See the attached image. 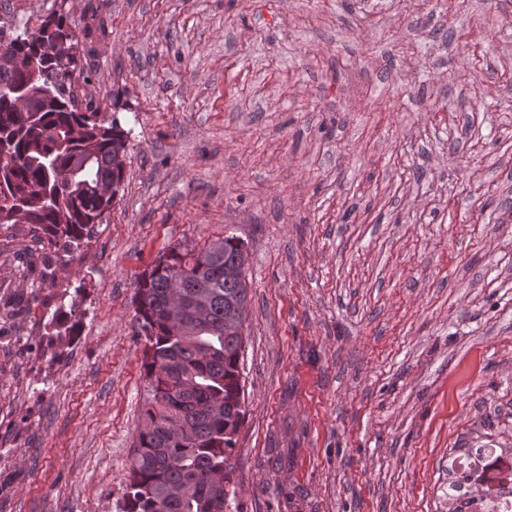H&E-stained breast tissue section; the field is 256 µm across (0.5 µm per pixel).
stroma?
I'll return each mask as SVG.
<instances>
[{"mask_svg":"<svg viewBox=\"0 0 512 512\" xmlns=\"http://www.w3.org/2000/svg\"><path fill=\"white\" fill-rule=\"evenodd\" d=\"M55 14L125 188L75 253L0 226V512H121L139 280L227 235L236 512H448L449 454L512 448V0H0ZM77 302H71L69 312L64 311L59 317L58 312H55L50 321L46 324V328L52 336H78L74 335L80 326V315L77 313ZM70 322V326L65 327L62 321Z\"/></svg>","mask_w":512,"mask_h":512,"instance_id":"obj_1","label":"stroma"}]
</instances>
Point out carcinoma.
I'll return each instance as SVG.
<instances>
[{
	"instance_id": "carcinoma-1",
	"label": "carcinoma",
	"mask_w": 512,
	"mask_h": 512,
	"mask_svg": "<svg viewBox=\"0 0 512 512\" xmlns=\"http://www.w3.org/2000/svg\"><path fill=\"white\" fill-rule=\"evenodd\" d=\"M47 36L28 29L6 33L0 44L35 60L38 84L29 74L0 67V152L13 163L0 172V225L20 212L37 240L49 246H80L112 206L100 186L122 187L128 132L100 109L75 108L69 66L51 52L50 39L68 34L66 17L48 18ZM33 91L30 111L14 97ZM239 249L227 235L199 251L174 247L154 263L138 285L136 333L145 340L150 387L136 429L124 489L123 512H233L231 496L213 483L223 470L235 484L237 441L224 434L244 419L242 338L224 333L231 304L247 297L241 281L224 278V265ZM53 314L46 328L67 337L80 326L77 302Z\"/></svg>"
}]
</instances>
